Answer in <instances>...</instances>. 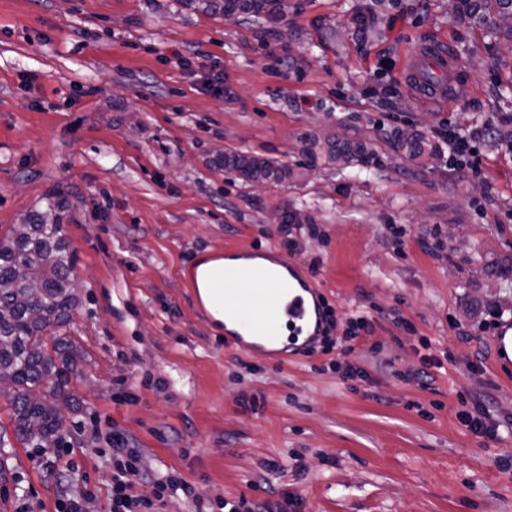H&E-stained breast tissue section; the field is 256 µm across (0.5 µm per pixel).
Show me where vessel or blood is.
Segmentation results:
<instances>
[{
  "label": "vessel or blood",
  "instance_id": "1",
  "mask_svg": "<svg viewBox=\"0 0 512 512\" xmlns=\"http://www.w3.org/2000/svg\"><path fill=\"white\" fill-rule=\"evenodd\" d=\"M401 79L414 97L440 103L449 87L467 89L464 72L444 40L421 42L410 52L401 69ZM233 255L245 265L224 272L220 304L225 322L239 328L235 341L241 350H251L252 340L274 346L277 361L315 351L326 329L325 308L315 283L300 276L291 259H277L275 267L251 265L258 252L250 246L236 247ZM495 361H512V321L496 331Z\"/></svg>",
  "mask_w": 512,
  "mask_h": 512
}]
</instances>
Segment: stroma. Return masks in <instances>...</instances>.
Here are the masks:
<instances>
[{"mask_svg":"<svg viewBox=\"0 0 512 512\" xmlns=\"http://www.w3.org/2000/svg\"><path fill=\"white\" fill-rule=\"evenodd\" d=\"M294 4L228 21L178 0H0V234L64 197L79 295L62 330L77 409L61 447H6L0 512H111L116 433L143 474L190 487L152 512L242 499L512 512V379L493 360L496 314L512 311V78L498 43L454 21L450 0ZM362 13L375 18L365 32ZM435 37L470 88L428 105L399 72ZM443 122L482 132L479 170L399 151L406 130ZM340 132L379 164L301 153ZM231 153L289 175L243 181L223 165ZM290 223L319 226L293 260L373 333L282 364L225 348L187 273L232 245L281 252ZM345 364L363 378L344 381ZM422 367L429 385L399 377ZM475 407L498 440L458 423Z\"/></svg>","mask_w":512,"mask_h":512,"instance_id":"obj_1","label":"stroma"}]
</instances>
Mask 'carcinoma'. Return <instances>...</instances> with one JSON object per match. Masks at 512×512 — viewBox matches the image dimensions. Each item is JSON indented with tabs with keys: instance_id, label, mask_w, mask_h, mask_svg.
<instances>
[{
	"instance_id": "cac0c4a2",
	"label": "carcinoma",
	"mask_w": 512,
	"mask_h": 512,
	"mask_svg": "<svg viewBox=\"0 0 512 512\" xmlns=\"http://www.w3.org/2000/svg\"><path fill=\"white\" fill-rule=\"evenodd\" d=\"M188 9L222 15L226 11L282 19L293 8L291 0H179ZM455 15L485 28L496 40L512 42V0H456ZM402 148L409 158L426 163L439 156L437 145L408 133ZM301 152L319 153L331 162L347 165L356 160L378 164L375 153L359 142L306 139ZM224 163L254 182L281 177L285 172L248 155L224 157ZM65 202L55 198L45 208L30 212L20 224L0 236V384L5 393L13 433L24 448L60 446V409L70 406V376L76 356L59 334L76 303L71 278L73 254L62 233L60 213Z\"/></svg>"
}]
</instances>
